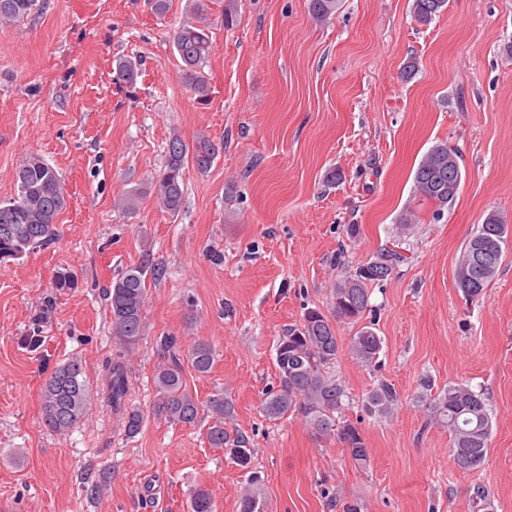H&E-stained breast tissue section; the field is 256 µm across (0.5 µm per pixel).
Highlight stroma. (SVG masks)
Instances as JSON below:
<instances>
[{
  "mask_svg": "<svg viewBox=\"0 0 512 512\" xmlns=\"http://www.w3.org/2000/svg\"><path fill=\"white\" fill-rule=\"evenodd\" d=\"M412 3L341 0L319 22L308 0H236L229 28L213 5L205 105L183 85L173 44L190 0H169L161 15L151 0H44L31 18L0 25V201L32 153L58 171L67 197L59 240L0 263V512H192L199 487L216 512H240L248 488L263 512H342L349 501L360 512H512V240L479 301L455 282L487 214L512 225V0H448L426 25ZM127 57L140 72L121 88L112 71ZM174 135L223 150L208 173L186 167L172 214L151 184ZM440 142L459 155L462 180L438 211L413 189ZM131 191L128 214L116 202ZM414 208L421 223L403 225ZM394 244L404 260L370 285L361 323L382 339L378 367L346 350L358 326H336L345 418L368 451L360 468L300 415L270 420L261 402L277 382L279 337L305 309L328 310L336 281ZM148 257L169 275L148 283L143 336L124 359L127 404L143 415L129 437L106 401L118 350L106 293ZM166 335L211 344V372L188 367L184 380L199 401L232 399L251 471L209 445V415L174 425L155 414ZM74 356L92 400L61 435L44 426L41 389ZM426 377L488 398L481 468L454 464ZM383 380L397 391L394 412L367 414L362 402ZM104 479L105 494L88 496ZM479 487L487 499L476 511Z\"/></svg>",
  "mask_w": 512,
  "mask_h": 512,
  "instance_id": "obj_1",
  "label": "stroma"
}]
</instances>
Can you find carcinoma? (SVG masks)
Returning <instances> with one entry per match:
<instances>
[{
    "mask_svg": "<svg viewBox=\"0 0 512 512\" xmlns=\"http://www.w3.org/2000/svg\"><path fill=\"white\" fill-rule=\"evenodd\" d=\"M192 20L174 34V47L182 62L181 79L200 104L210 97V83L204 72L211 51L210 11L212 0H191ZM340 0H309V11L325 21L338 9ZM447 5V0H413L412 8L422 23L431 22ZM38 9L37 0H0V22L16 23ZM138 76L137 63L123 59L115 65L114 81L133 84ZM222 147L206 136L187 143L172 136L164 147V164L152 183L160 207L179 212L185 198L184 170L192 165L204 174L213 166ZM461 169L457 153L445 143L431 147L414 174V192L420 200L442 209L452 203L457 191L448 190V163ZM17 193L0 201V262L20 259L46 248L59 236L57 217L66 205L65 189L57 170L40 156L32 154L21 161L16 171ZM512 235V225L495 213L467 241L456 267V285L464 298L474 302L482 296L500 267L505 245ZM402 259L394 249H383L375 258L381 263L372 275L360 273L362 266L336 282L331 288L330 312L318 308L305 311L301 322L281 336L275 348L277 385L265 393L261 410L269 419L288 413L299 414L315 435L336 440L348 450L360 467L367 465L368 454L360 430L344 421L347 397L342 383L332 373L339 357L336 323H358L369 308L368 285L385 280ZM168 273L167 267L145 263L120 272L107 293V307L113 338L124 350L131 351L143 335V309L146 280L158 282ZM163 362L155 372V412L173 424L195 423L200 411L212 418L207 440L213 448H223L243 469L251 468L253 451L248 439L228 430L234 419L231 400L218 393L205 404L188 390L183 379V363H190L200 374L211 371L215 355L210 344L199 342L183 355L181 341L173 335L159 340ZM382 339L367 326L359 328L349 342L351 358L364 367L376 364ZM112 409L121 413L124 432L136 435L143 416L125 408L128 393L126 366L118 356L108 367ZM44 425L51 431L66 434L84 418L90 401L89 381L82 362L73 357L58 366L45 380L42 391ZM397 402L394 387L381 381L368 394L363 409L369 414L389 415ZM433 423L448 428L455 465L464 471L481 467L487 457L492 419L484 394L463 383H450L430 404ZM192 512H214L211 494L197 488L191 496Z\"/></svg>",
    "mask_w": 512,
    "mask_h": 512,
    "instance_id": "carcinoma-1",
    "label": "carcinoma"
}]
</instances>
